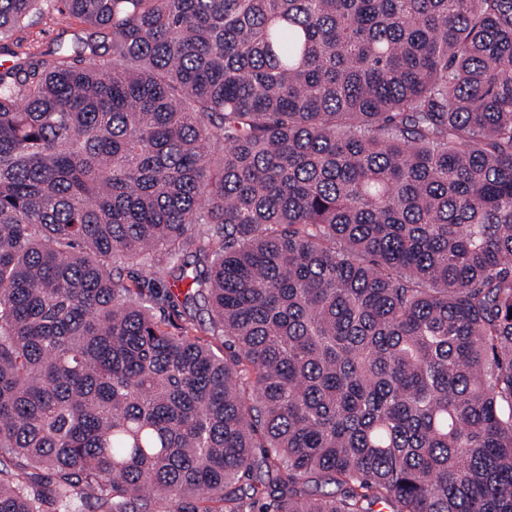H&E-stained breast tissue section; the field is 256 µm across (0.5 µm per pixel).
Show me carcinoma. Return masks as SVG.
Listing matches in <instances>:
<instances>
[{
  "label": "carcinoma",
  "instance_id": "obj_1",
  "mask_svg": "<svg viewBox=\"0 0 512 512\" xmlns=\"http://www.w3.org/2000/svg\"><path fill=\"white\" fill-rule=\"evenodd\" d=\"M58 15L0 69V512H512V0L0 38ZM41 28L42 31H40ZM87 29L88 27L86 25L67 18L62 19L58 25H53L51 27L37 26L31 28L27 31V35L25 36H30L28 41L32 38L38 41L42 50H49L56 47L55 40L62 30L66 31L64 34L66 40L72 43L73 39H75V36H85Z\"/></svg>",
  "mask_w": 512,
  "mask_h": 512
}]
</instances>
